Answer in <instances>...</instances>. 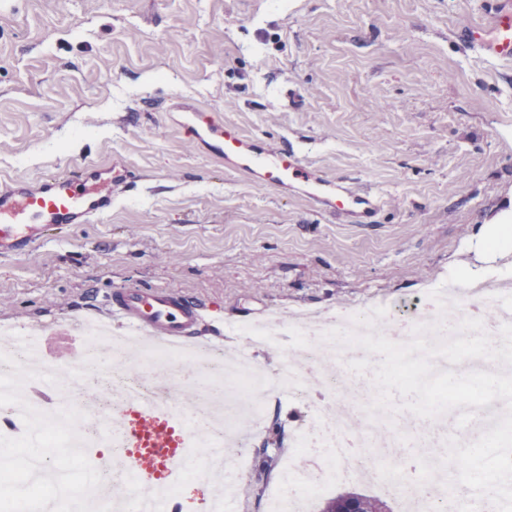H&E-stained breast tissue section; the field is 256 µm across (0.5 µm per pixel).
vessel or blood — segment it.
Masks as SVG:
<instances>
[{
	"mask_svg": "<svg viewBox=\"0 0 512 512\" xmlns=\"http://www.w3.org/2000/svg\"><path fill=\"white\" fill-rule=\"evenodd\" d=\"M458 38L493 61L512 64V0H489L457 29ZM184 136L206 145L224 161L225 170L245 175L260 186L280 191L298 189L318 211L347 224L374 223L384 202L379 194L332 179L307 166L290 142L273 147L244 134L233 121L199 108H188L180 123ZM127 172L116 163L89 164L73 176L37 181L13 179L0 185V255L28 254L52 227L87 224L112 210V190ZM112 311L137 336L153 341H180L194 336L202 307L169 290L123 288L113 292ZM174 405L145 401L134 418L123 419L120 437L126 452L123 466L136 486L147 493L175 484L189 455L181 432L183 391H173Z\"/></svg>",
	"mask_w": 512,
	"mask_h": 512,
	"instance_id": "b4317fda",
	"label": "vessel or blood"
}]
</instances>
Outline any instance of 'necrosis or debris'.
<instances>
[{
  "label": "necrosis or debris",
  "instance_id": "1",
  "mask_svg": "<svg viewBox=\"0 0 512 512\" xmlns=\"http://www.w3.org/2000/svg\"><path fill=\"white\" fill-rule=\"evenodd\" d=\"M439 314L437 303L423 295L409 313L397 318L390 317L384 308L371 307L357 314L345 312L337 318L297 312L276 328L262 322L237 327V334L248 337L250 342L271 349L286 346V365L272 374L262 371L250 353H241L231 363L223 350L188 343L146 350L139 368L132 371L124 364L123 343L104 346L102 336L90 329L80 355L82 372L78 383L56 382L54 409L40 413L42 419L56 427L57 434L52 438L45 437L38 428L24 438L10 430L11 425L36 413L16 390L17 369L29 363L33 345L5 336L0 338V447L14 448L23 443L30 448H62L66 451L64 468L82 469L80 448L119 446V434L107 432L122 409L113 398L115 390H122L132 399L151 400L163 394L159 376L176 370L192 384V405L185 430L188 452L194 457L204 448H223L240 420L262 423L268 402L281 394L309 400L306 382L311 379L319 395L316 401H309L310 422L294 433L292 445L303 449L305 457L315 459L317 465L286 471L278 495L268 503V512H297L300 498L316 497L327 481L339 477H369L381 492L394 496L403 481L401 450L405 437L393 428L388 415L381 413L368 419L363 401L349 392L346 363L363 358V349L341 350L322 341L321 335L332 328L374 333L384 327L389 340L403 343L410 339L414 325L434 322ZM86 395L92 396V404L84 408L80 427L71 429L66 412L76 398ZM339 397L349 400L356 419L362 422L361 428H353L347 419H333L332 410ZM456 496V490L432 480L415 487L405 500L408 512H451Z\"/></svg>",
  "mask_w": 512,
  "mask_h": 512
}]
</instances>
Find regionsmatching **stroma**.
Wrapping results in <instances>:
<instances>
[{
  "label": "stroma",
  "instance_id": "35a3bbf8",
  "mask_svg": "<svg viewBox=\"0 0 512 512\" xmlns=\"http://www.w3.org/2000/svg\"><path fill=\"white\" fill-rule=\"evenodd\" d=\"M481 0H0V182L119 162L112 211L0 257V331H47L48 357L122 288L178 291L229 325L310 309L397 316L450 270L512 269V67L452 28ZM226 113L270 145L381 194L344 224L253 184L176 130L175 103ZM233 103L225 111V103ZM240 431L277 481L305 401Z\"/></svg>",
  "mask_w": 512,
  "mask_h": 512
}]
</instances>
